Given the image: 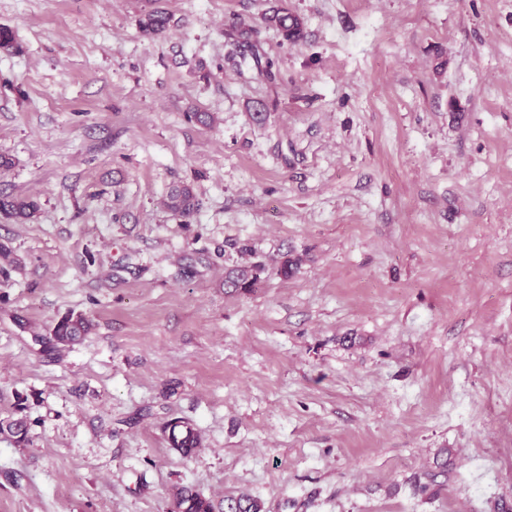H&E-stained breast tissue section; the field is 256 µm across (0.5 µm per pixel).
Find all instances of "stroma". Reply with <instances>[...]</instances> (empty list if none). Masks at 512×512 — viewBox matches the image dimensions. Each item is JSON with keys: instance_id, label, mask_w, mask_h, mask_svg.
Here are the masks:
<instances>
[{"instance_id": "1", "label": "stroma", "mask_w": 512, "mask_h": 512, "mask_svg": "<svg viewBox=\"0 0 512 512\" xmlns=\"http://www.w3.org/2000/svg\"><path fill=\"white\" fill-rule=\"evenodd\" d=\"M239 24L272 78L226 62ZM0 26V190L40 205L0 214V418L30 422L0 512H173L179 486L512 512V0H0ZM244 245L298 269L227 293ZM70 313L94 330L51 348ZM171 15L161 9L148 11L140 19V28L146 35H157L166 30L171 21ZM264 22L278 30L286 40H298L303 36L300 19L289 13L288 9L279 8L264 16ZM200 205V200L196 197L193 190L186 185L172 189L169 194L168 207L175 212L190 215ZM168 435L170 448L181 456H189L200 445V437L192 424L186 421H176L171 424Z\"/></svg>"}]
</instances>
